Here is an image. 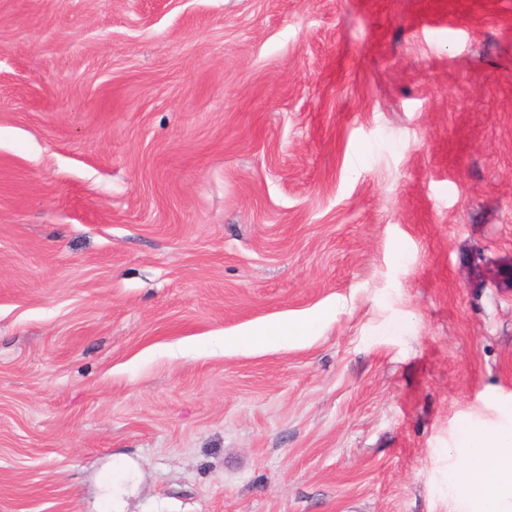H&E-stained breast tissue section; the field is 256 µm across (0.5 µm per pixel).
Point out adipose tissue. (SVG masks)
Returning <instances> with one entry per match:
<instances>
[{
    "mask_svg": "<svg viewBox=\"0 0 512 512\" xmlns=\"http://www.w3.org/2000/svg\"><path fill=\"white\" fill-rule=\"evenodd\" d=\"M318 322L315 316L283 318L252 326L238 339L256 350L266 349L276 340L301 342L313 334ZM465 442V466L449 473V485L476 496L482 512H506V503L512 501V430L490 435L472 430L466 434Z\"/></svg>",
    "mask_w": 512,
    "mask_h": 512,
    "instance_id": "1",
    "label": "adipose tissue"
}]
</instances>
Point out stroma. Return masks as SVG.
Returning <instances> with one entry per match:
<instances>
[{
	"label": "stroma",
	"instance_id": "stroma-1",
	"mask_svg": "<svg viewBox=\"0 0 512 512\" xmlns=\"http://www.w3.org/2000/svg\"><path fill=\"white\" fill-rule=\"evenodd\" d=\"M469 427L512 0H0V512H479ZM322 315L301 319L283 318L271 323L258 324L250 327L243 333L237 334L234 339L224 337V346L231 342H244L256 350L266 349L275 340L285 343L301 342L311 336L321 321Z\"/></svg>",
	"mask_w": 512,
	"mask_h": 512
}]
</instances>
